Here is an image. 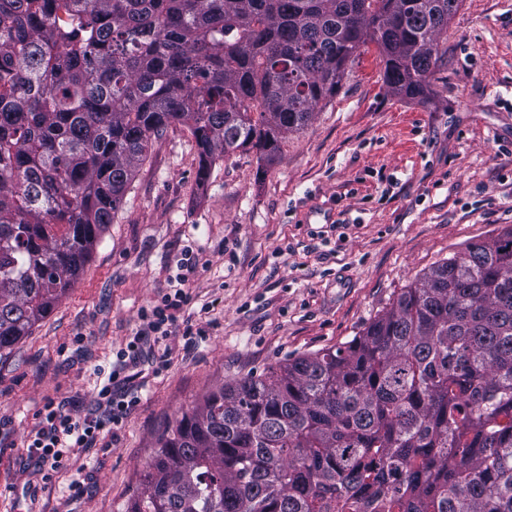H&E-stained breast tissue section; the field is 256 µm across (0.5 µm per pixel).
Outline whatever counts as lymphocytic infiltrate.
Wrapping results in <instances>:
<instances>
[{"mask_svg": "<svg viewBox=\"0 0 512 512\" xmlns=\"http://www.w3.org/2000/svg\"><path fill=\"white\" fill-rule=\"evenodd\" d=\"M197 266V259L191 250H184L179 263L176 280L180 287L154 304L144 308L140 319L142 326L125 350L118 352L117 360L107 381L98 389L96 402L100 409L97 416H79L74 413L68 401L48 402L44 407L41 427L31 436L27 445L31 458L38 463L49 465L51 470L63 467L69 455L95 443L101 431L109 426L120 425L137 405L133 396V373L141 349L151 340H165L174 333V313L188 305L190 296L181 284L188 273Z\"/></svg>", "mask_w": 512, "mask_h": 512, "instance_id": "obj_1", "label": "lymphocytic infiltrate"}]
</instances>
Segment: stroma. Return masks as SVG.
Listing matches in <instances>:
<instances>
[{"label": "stroma", "instance_id": "obj_1", "mask_svg": "<svg viewBox=\"0 0 512 512\" xmlns=\"http://www.w3.org/2000/svg\"><path fill=\"white\" fill-rule=\"evenodd\" d=\"M444 65L421 102L389 93L375 45L349 62L336 98L284 137L271 163L238 151L198 184L181 126L153 137L79 279L0 360V512H123L155 439L207 392L339 347L402 288L467 244L512 226V0H462L440 38ZM199 264L177 328L144 348L139 404L57 471L26 448L47 402L95 407L142 309Z\"/></svg>", "mask_w": 512, "mask_h": 512}]
</instances>
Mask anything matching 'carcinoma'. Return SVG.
I'll return each mask as SVG.
<instances>
[{
	"label": "carcinoma",
	"mask_w": 512,
	"mask_h": 512,
	"mask_svg": "<svg viewBox=\"0 0 512 512\" xmlns=\"http://www.w3.org/2000/svg\"><path fill=\"white\" fill-rule=\"evenodd\" d=\"M448 0H0V359L89 261L173 125L199 183L274 160L377 47L421 99ZM125 512H512V227L337 348L222 385L157 437Z\"/></svg>",
	"instance_id": "obj_1"
}]
</instances>
